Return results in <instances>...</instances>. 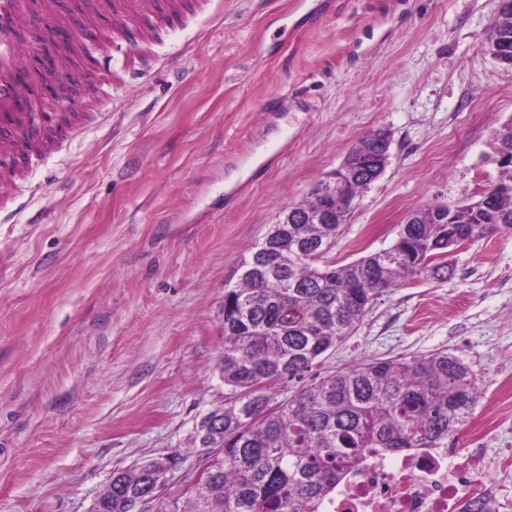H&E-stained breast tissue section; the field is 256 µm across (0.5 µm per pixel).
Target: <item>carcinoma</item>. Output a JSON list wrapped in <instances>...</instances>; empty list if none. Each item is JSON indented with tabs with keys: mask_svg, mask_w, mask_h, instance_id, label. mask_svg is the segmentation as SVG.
<instances>
[{
	"mask_svg": "<svg viewBox=\"0 0 512 512\" xmlns=\"http://www.w3.org/2000/svg\"><path fill=\"white\" fill-rule=\"evenodd\" d=\"M489 43L512 67V12L496 20ZM486 160L501 176L479 198L459 205L456 223L436 220L441 205L415 209L392 244L340 267L320 263L351 211L342 195L332 219L301 224L319 198L285 207L292 223L272 224L224 284V349L217 369L231 396L201 417L194 443L215 453L176 512H317L320 503L366 453L438 448L460 433L480 400L478 377L446 350L360 362L306 383L278 400L276 386L301 382L321 357L353 335L378 296L403 279H440L448 255L502 228L512 229V121L496 128ZM378 132L361 138L346 162L356 170L350 196L374 179ZM179 455L115 472L92 512H127L151 492Z\"/></svg>",
	"mask_w": 512,
	"mask_h": 512,
	"instance_id": "obj_1",
	"label": "carcinoma"
}]
</instances>
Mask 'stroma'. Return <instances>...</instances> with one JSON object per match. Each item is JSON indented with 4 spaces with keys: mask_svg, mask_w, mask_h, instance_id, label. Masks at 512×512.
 Returning a JSON list of instances; mask_svg holds the SVG:
<instances>
[{
    "mask_svg": "<svg viewBox=\"0 0 512 512\" xmlns=\"http://www.w3.org/2000/svg\"><path fill=\"white\" fill-rule=\"evenodd\" d=\"M54 10L96 41L66 69L85 107L0 211V512H91L114 472L177 453L143 506L174 512L201 470L194 427L228 393L224 285L279 209L380 128L389 164L327 264L499 179L486 156L512 119V68L482 49L498 0H192L119 52L114 0ZM448 262L378 296L316 371L462 356L482 379L488 462L512 451V230Z\"/></svg>",
    "mask_w": 512,
    "mask_h": 512,
    "instance_id": "stroma-1",
    "label": "stroma"
}]
</instances>
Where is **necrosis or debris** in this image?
Here are the masks:
<instances>
[{
  "mask_svg": "<svg viewBox=\"0 0 512 512\" xmlns=\"http://www.w3.org/2000/svg\"><path fill=\"white\" fill-rule=\"evenodd\" d=\"M474 430L466 448H417L368 453L347 472L318 512H483L502 508L504 495L479 461Z\"/></svg>",
  "mask_w": 512,
  "mask_h": 512,
  "instance_id": "4bbe7bcc",
  "label": "necrosis or debris"
}]
</instances>
